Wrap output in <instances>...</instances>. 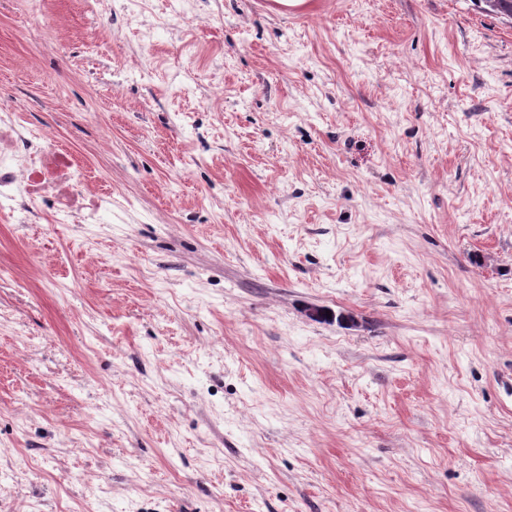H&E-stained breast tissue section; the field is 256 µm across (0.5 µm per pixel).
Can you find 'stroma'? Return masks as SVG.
Listing matches in <instances>:
<instances>
[{"label":"stroma","mask_w":512,"mask_h":512,"mask_svg":"<svg viewBox=\"0 0 512 512\" xmlns=\"http://www.w3.org/2000/svg\"><path fill=\"white\" fill-rule=\"evenodd\" d=\"M12 106L112 221L0 220V512H512V26L0 0Z\"/></svg>","instance_id":"stroma-1"}]
</instances>
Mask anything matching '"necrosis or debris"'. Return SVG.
Here are the masks:
<instances>
[{"label": "necrosis or debris", "instance_id": "4bbe7bcc", "mask_svg": "<svg viewBox=\"0 0 512 512\" xmlns=\"http://www.w3.org/2000/svg\"><path fill=\"white\" fill-rule=\"evenodd\" d=\"M57 147L28 132L15 109L0 111V217L30 221L31 209L48 201L55 223L100 224L112 214V195L82 188L74 160L53 161Z\"/></svg>", "mask_w": 512, "mask_h": 512}]
</instances>
